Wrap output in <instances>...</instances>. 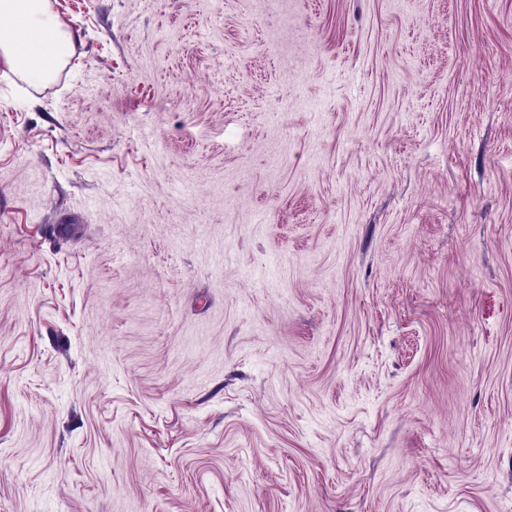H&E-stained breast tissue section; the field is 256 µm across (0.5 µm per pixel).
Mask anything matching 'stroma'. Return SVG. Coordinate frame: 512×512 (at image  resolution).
<instances>
[{"label": "stroma", "mask_w": 512, "mask_h": 512, "mask_svg": "<svg viewBox=\"0 0 512 512\" xmlns=\"http://www.w3.org/2000/svg\"><path fill=\"white\" fill-rule=\"evenodd\" d=\"M52 3L0 512H512V0Z\"/></svg>", "instance_id": "1"}]
</instances>
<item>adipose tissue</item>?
<instances>
[{
	"label": "adipose tissue",
	"instance_id": "ef3b65f1",
	"mask_svg": "<svg viewBox=\"0 0 512 512\" xmlns=\"http://www.w3.org/2000/svg\"><path fill=\"white\" fill-rule=\"evenodd\" d=\"M0 16L13 20L0 27V58L30 87L52 82L73 52L70 32L52 20V0H0Z\"/></svg>",
	"mask_w": 512,
	"mask_h": 512
}]
</instances>
